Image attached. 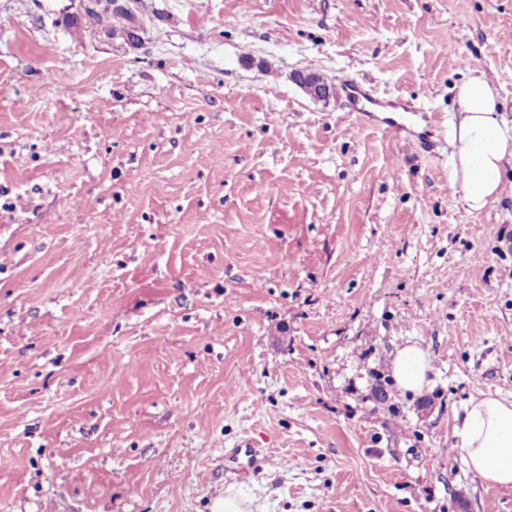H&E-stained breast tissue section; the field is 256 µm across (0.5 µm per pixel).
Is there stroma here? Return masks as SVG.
Wrapping results in <instances>:
<instances>
[{
    "label": "stroma",
    "instance_id": "obj_1",
    "mask_svg": "<svg viewBox=\"0 0 512 512\" xmlns=\"http://www.w3.org/2000/svg\"><path fill=\"white\" fill-rule=\"evenodd\" d=\"M86 3L0 0V512H512L454 435L512 401V194L469 212L449 145L472 71L512 122V0ZM294 81L316 101H328L336 94V90L331 83L308 71L296 72ZM342 90L353 105V111L359 112L361 125L381 127L392 135H403L405 139L427 151L431 144L421 133L402 122L401 112H411L403 104L395 100H378L370 96L368 90L352 81L342 84ZM378 112H392L389 116H381ZM390 370L397 386L404 392L421 394L431 383L429 354L417 343L398 349L391 360ZM250 504L242 499L232 488L224 492L223 498L216 499L212 504V512H252Z\"/></svg>",
    "mask_w": 512,
    "mask_h": 512
}]
</instances>
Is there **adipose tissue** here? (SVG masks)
Here are the masks:
<instances>
[{
	"label": "adipose tissue",
	"mask_w": 512,
	"mask_h": 512,
	"mask_svg": "<svg viewBox=\"0 0 512 512\" xmlns=\"http://www.w3.org/2000/svg\"><path fill=\"white\" fill-rule=\"evenodd\" d=\"M456 103L461 118L450 140L452 187L470 211L479 212L512 179V126L499 119V96L484 76L457 85ZM390 370L402 391L417 395L430 385V357L419 344L398 349ZM455 435L472 472L488 485L512 488V401L470 400Z\"/></svg>",
	"instance_id": "1"
}]
</instances>
